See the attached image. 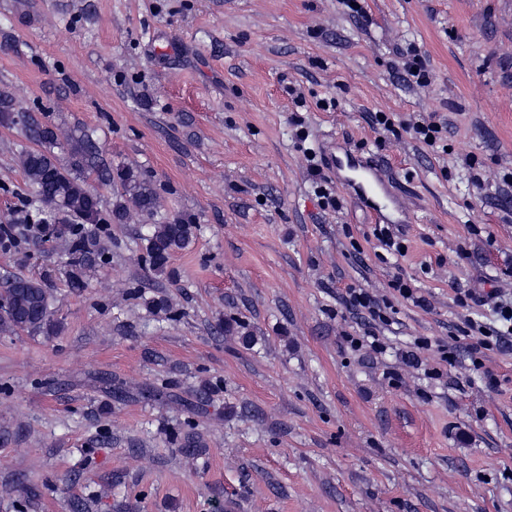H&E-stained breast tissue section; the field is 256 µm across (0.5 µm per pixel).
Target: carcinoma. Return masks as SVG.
Listing matches in <instances>:
<instances>
[{"label": "carcinoma", "instance_id": "1", "mask_svg": "<svg viewBox=\"0 0 512 512\" xmlns=\"http://www.w3.org/2000/svg\"><path fill=\"white\" fill-rule=\"evenodd\" d=\"M0 124H26V114L14 108L13 98L0 92ZM30 136L41 148L20 155L22 169L40 200L51 208V221L68 229L71 265L81 267L107 257L97 242V232L110 224H124L129 206L142 215H154L160 195L148 180L141 179L128 168L109 174L115 191L111 207L87 187L86 171L92 165L88 136L71 141L67 157L60 158L56 126L52 123L32 124ZM198 231L192 219L175 216L150 225L142 262L156 278L165 275L168 263L178 251L186 248ZM0 332L53 336L57 324L50 311L49 295L41 281L32 276H15L0 290Z\"/></svg>", "mask_w": 512, "mask_h": 512}]
</instances>
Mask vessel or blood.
Listing matches in <instances>:
<instances>
[{"label":"vessel or blood","mask_w":512,"mask_h":512,"mask_svg":"<svg viewBox=\"0 0 512 512\" xmlns=\"http://www.w3.org/2000/svg\"><path fill=\"white\" fill-rule=\"evenodd\" d=\"M329 168L341 178L345 188L364 203L376 221H387L392 210L404 212L402 201L392 193L388 178L372 159L347 153L332 158Z\"/></svg>","instance_id":"1"}]
</instances>
